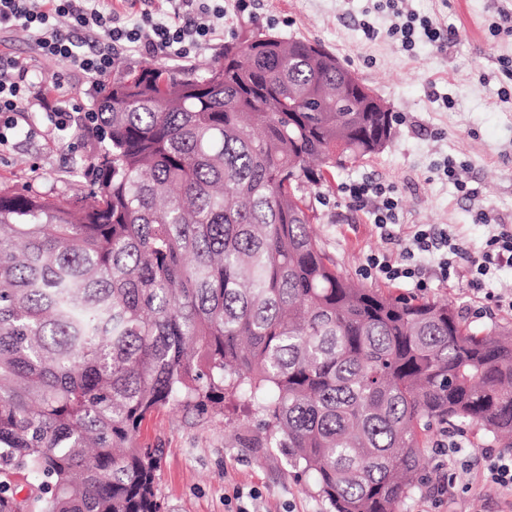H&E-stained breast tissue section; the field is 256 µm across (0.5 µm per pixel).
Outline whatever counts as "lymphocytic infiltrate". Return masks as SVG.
<instances>
[{"mask_svg": "<svg viewBox=\"0 0 512 512\" xmlns=\"http://www.w3.org/2000/svg\"><path fill=\"white\" fill-rule=\"evenodd\" d=\"M153 2L138 0L140 18L129 27L103 7L101 0H0V30L16 26L31 30L41 58L99 82L109 75L112 57L120 50L187 58L191 48L214 39L218 22L224 17L223 7L210 5L209 0H169L174 14L185 18L184 24L171 26L155 21ZM61 17L69 19V28L58 26ZM77 29L88 31L93 45L75 39ZM69 94L61 82L49 88L26 82L18 60L0 53V144L7 142L6 132L12 129L15 116L35 109L43 112L55 129L66 130ZM342 191L353 206L373 214L387 243L400 248L396 254L369 255L365 265L368 276L392 282L411 279L416 287H424L416 257L427 254L433 257L441 280L458 277L464 269L470 289L479 292L496 271L512 267L511 224L496 225L483 250L474 256L454 243L447 230L425 224L409 239L400 238L393 229L398 202L392 188L384 183L354 181L344 184Z\"/></svg>", "mask_w": 512, "mask_h": 512, "instance_id": "f902f5d3", "label": "lymphocytic infiltrate"}]
</instances>
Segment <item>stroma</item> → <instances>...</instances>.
Wrapping results in <instances>:
<instances>
[{"mask_svg":"<svg viewBox=\"0 0 512 512\" xmlns=\"http://www.w3.org/2000/svg\"><path fill=\"white\" fill-rule=\"evenodd\" d=\"M404 9L436 19L441 46L417 42L405 51L388 35L395 16L375 0H259L254 14L226 10L224 28L211 45L191 52L187 64L205 71L224 46L263 30L318 42L356 73L392 112L394 135L379 154L337 171L334 181L312 189L320 217L315 230L326 250L350 277L367 286L411 298L452 300L472 325L512 323V312L488 305L472 293L466 277H436L431 262L422 271L427 289L366 277L367 255L388 251L371 213L353 207L341 191L351 180L376 179L393 186L398 201L397 233L416 225L447 228L467 252H479L494 225L512 224V0H404ZM371 30H364V23ZM0 52L10 53L42 86L57 80L76 86V121L96 110L103 88L83 75L37 56L32 34L22 27L0 32ZM449 104H442L441 95ZM92 138L76 140L51 130L41 113L19 121L0 145V190L63 197L71 194V170L91 150ZM452 164L455 177L443 168ZM466 191H459V184ZM254 411L236 400L219 413L197 415L163 408L143 425L141 440L159 447L155 472L164 512H228L236 492L254 494L256 512H332L308 478L298 475L282 449L249 448ZM423 452L426 481L398 505L397 512H512V494L485 486L477 470L460 473L461 492L442 503L427 495L438 475L436 443Z\"/></svg>","mask_w":512,"mask_h":512,"instance_id":"1","label":"stroma"}]
</instances>
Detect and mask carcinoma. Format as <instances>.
Here are the masks:
<instances>
[{"mask_svg": "<svg viewBox=\"0 0 512 512\" xmlns=\"http://www.w3.org/2000/svg\"><path fill=\"white\" fill-rule=\"evenodd\" d=\"M352 92L328 51L253 32L203 74L113 82L72 195L0 191V512H162L142 424L226 396L334 512H396L435 424L512 449V327L362 286L313 229L305 184L392 125L336 110Z\"/></svg>", "mask_w": 512, "mask_h": 512, "instance_id": "carcinoma-1", "label": "carcinoma"}]
</instances>
